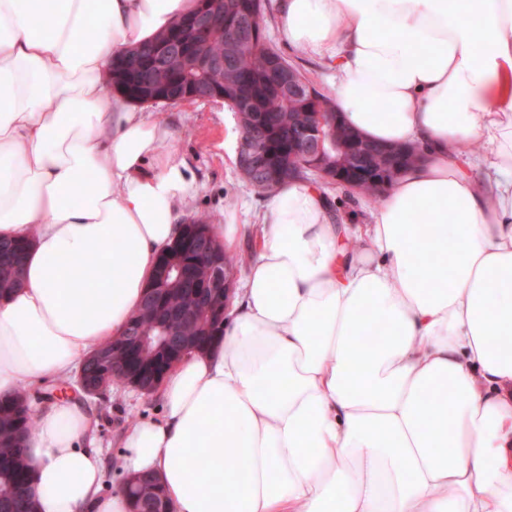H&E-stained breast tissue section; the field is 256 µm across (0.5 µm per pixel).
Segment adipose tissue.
Instances as JSON below:
<instances>
[{
  "instance_id": "obj_1",
  "label": "adipose tissue",
  "mask_w": 512,
  "mask_h": 512,
  "mask_svg": "<svg viewBox=\"0 0 512 512\" xmlns=\"http://www.w3.org/2000/svg\"><path fill=\"white\" fill-rule=\"evenodd\" d=\"M195 6L0 0V240L29 244L0 299V397L69 385L30 403L36 512H131L71 380L199 185L104 75ZM278 28L333 60L348 126L425 158L367 224L281 185L223 336L168 371L116 465L159 475L171 512H512V0H279ZM477 138L486 186L457 154Z\"/></svg>"
}]
</instances>
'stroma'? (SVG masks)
I'll use <instances>...</instances> for the list:
<instances>
[{
    "mask_svg": "<svg viewBox=\"0 0 512 512\" xmlns=\"http://www.w3.org/2000/svg\"><path fill=\"white\" fill-rule=\"evenodd\" d=\"M278 0H265L263 24L271 45L288 61L300 66L314 87L331 94L330 63L302 53L284 42L277 29ZM159 124L173 128V148L188 158L195 169L199 192L186 211V220L208 218L213 224L254 226L266 202L265 197L243 181L235 166L238 130L233 112L223 101L150 104L146 107ZM334 223L365 224L378 205L336 187L326 188ZM96 436L102 447L118 454V438L133 418L160 419L161 403L156 395L145 396L116 384L96 410Z\"/></svg>",
    "mask_w": 512,
    "mask_h": 512,
    "instance_id": "1",
    "label": "stroma"
}]
</instances>
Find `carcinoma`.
Returning <instances> with one entry per match:
<instances>
[{
    "instance_id": "1",
    "label": "carcinoma",
    "mask_w": 512,
    "mask_h": 512,
    "mask_svg": "<svg viewBox=\"0 0 512 512\" xmlns=\"http://www.w3.org/2000/svg\"><path fill=\"white\" fill-rule=\"evenodd\" d=\"M214 8L224 12V20L240 26L246 41L267 42L262 25L264 0H219ZM181 39L190 56L200 55L219 61L205 72L183 70L179 73L150 68L142 76L134 74L129 62L138 57L151 61L152 49L172 39ZM288 60L271 46L253 52L229 43L224 31L215 28L204 39L178 21L159 33L155 41L134 50H127L112 59V84L129 101L148 104L154 100L157 88L179 80L205 82L224 89V100L230 109H238L239 132L245 134L248 146L256 151L277 156L288 152V136L296 127L310 119L298 106L291 103L283 89L286 81L284 67ZM28 243L8 241L0 243V297L11 292L19 282ZM191 269L190 280L177 284L169 296L152 303L153 314L146 316L138 309L128 321L135 335L153 339L166 335L165 324L169 306L176 304L194 311L191 317L176 319L174 335L190 341L198 350L206 349L214 338L223 334V325L216 322L204 328V304L209 297V278L206 263L186 256ZM22 391L12 398H0V512H35L29 495L30 464L24 440L30 429V420ZM133 512H165L164 493L145 495L129 489Z\"/></svg>"
}]
</instances>
